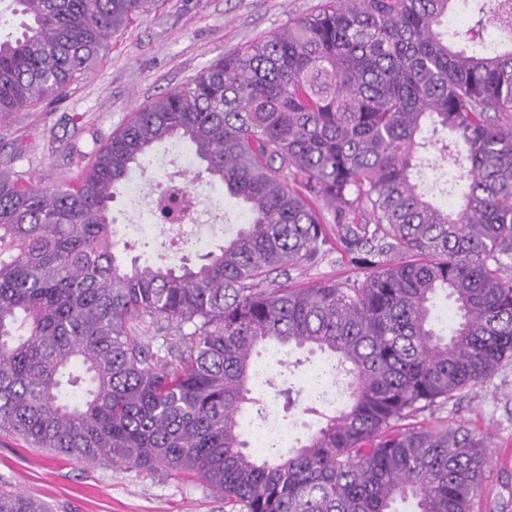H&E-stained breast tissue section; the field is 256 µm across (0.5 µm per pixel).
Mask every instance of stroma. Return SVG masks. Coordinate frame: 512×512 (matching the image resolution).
Instances as JSON below:
<instances>
[{
  "label": "stroma",
  "instance_id": "stroma-1",
  "mask_svg": "<svg viewBox=\"0 0 512 512\" xmlns=\"http://www.w3.org/2000/svg\"><path fill=\"white\" fill-rule=\"evenodd\" d=\"M322 0H164L149 15L113 33L93 74L74 81L59 100H45L0 120V160L13 158L45 188L78 174L77 154L107 138L132 112L180 86L220 55L314 12ZM140 202L116 196L112 215L126 258L163 256L179 249L173 237L135 230ZM359 273L329 253L296 274L307 287L325 278L354 280ZM421 420L460 423L492 448L482 489L471 512H512V361L482 384L425 410ZM46 501L52 512H228L199 481L163 473L140 474L112 464L59 458L0 433V488Z\"/></svg>",
  "mask_w": 512,
  "mask_h": 512
}]
</instances>
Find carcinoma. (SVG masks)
I'll list each match as a JSON object with an SVG mask.
<instances>
[{"label":"carcinoma","mask_w":512,"mask_h":512,"mask_svg":"<svg viewBox=\"0 0 512 512\" xmlns=\"http://www.w3.org/2000/svg\"><path fill=\"white\" fill-rule=\"evenodd\" d=\"M11 2L25 20L0 39V119L63 96L159 4ZM453 2L324 0L132 113L75 180L41 188L0 163V431L197 479L229 512H470L490 444L411 418L512 359V0H460L468 33ZM166 141L197 169L157 182L156 223L196 212L202 176L246 219L191 265L123 266L112 201ZM442 163L455 207L423 187ZM331 251L363 279L288 285ZM162 322L191 332L155 344ZM268 342L327 355L318 377L347 403L300 446L252 455L239 416ZM0 512L48 510L0 492Z\"/></svg>","instance_id":"carcinoma-1"}]
</instances>
